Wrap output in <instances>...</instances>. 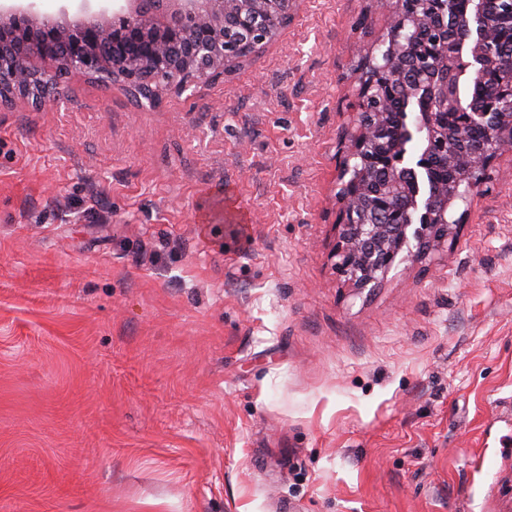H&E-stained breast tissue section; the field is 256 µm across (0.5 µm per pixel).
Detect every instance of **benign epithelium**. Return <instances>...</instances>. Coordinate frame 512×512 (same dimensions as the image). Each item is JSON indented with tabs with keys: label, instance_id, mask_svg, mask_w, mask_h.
Here are the masks:
<instances>
[{
	"label": "benign epithelium",
	"instance_id": "7a95c632",
	"mask_svg": "<svg viewBox=\"0 0 512 512\" xmlns=\"http://www.w3.org/2000/svg\"><path fill=\"white\" fill-rule=\"evenodd\" d=\"M38 0H0V34L35 41H0V105L56 99L61 79L102 77L126 89L142 111L164 95L191 96L200 84L231 73L288 25L295 0H235L232 26L224 0H59L45 14ZM394 0L386 33L369 49L357 105L342 134L338 171L341 203L338 242L331 258L355 290L378 287L408 255L422 256L454 240L459 204L486 179L490 161L512 153V51L495 49L496 25L512 22V0H469L458 18L448 0L447 42L416 69L425 41L414 3ZM498 68L501 86L479 101L460 91L472 67ZM408 104L414 97L449 98L447 111L417 112L413 127L396 130L388 112H362L364 98ZM419 134L411 155L402 140ZM448 185L421 193L420 178L438 166Z\"/></svg>",
	"mask_w": 512,
	"mask_h": 512
}]
</instances>
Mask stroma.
<instances>
[{
  "mask_svg": "<svg viewBox=\"0 0 512 512\" xmlns=\"http://www.w3.org/2000/svg\"><path fill=\"white\" fill-rule=\"evenodd\" d=\"M392 10L297 0L148 112L0 106V512H512V158L372 292L331 259Z\"/></svg>",
  "mask_w": 512,
  "mask_h": 512,
  "instance_id": "stroma-1",
  "label": "stroma"
}]
</instances>
